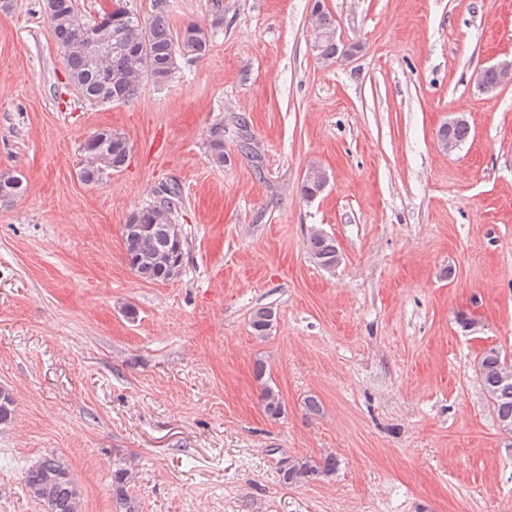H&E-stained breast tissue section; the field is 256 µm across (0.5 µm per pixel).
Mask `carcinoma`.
<instances>
[{"mask_svg":"<svg viewBox=\"0 0 512 512\" xmlns=\"http://www.w3.org/2000/svg\"><path fill=\"white\" fill-rule=\"evenodd\" d=\"M54 41L60 51L69 82L76 88L82 104L99 108L114 102H129L137 98L147 82L167 83L178 68V60L194 61L203 58L210 49L211 38L224 25V10L212 14L210 24L189 22L174 28L169 19L166 0H154L147 18L127 7L123 0H114L112 10L95 20L86 18L77 0H44ZM314 35L336 30V19L326 11L310 20ZM93 33L104 50L101 57L87 54L85 42ZM106 139L81 150L84 164L79 176L83 183L96 185L114 171L125 166V145L112 140L113 130L103 129ZM210 158L224 164V127L216 128L210 142ZM26 190L21 177L13 173L0 174V201L14 199ZM180 187L173 183L163 189L154 201L133 211L129 224H149L152 231L123 242L131 256L142 258L133 269L141 279L150 283L171 280L167 265L155 261L168 248L170 224L174 223V201L180 197ZM336 239L316 230L308 240L309 255L321 268L336 264ZM274 315L267 307L253 311L249 325L258 339L267 338L274 327ZM477 373L491 403L496 423L506 427L512 436V359L500 347H493L478 358ZM264 411L272 418L284 413L278 392L269 385L261 393ZM339 466L336 456L327 454L318 459L292 462L280 468L284 483L304 485L335 473ZM25 488L45 512H82V497L67 463L48 454L27 468L23 475ZM131 472L120 464L112 473V494L121 512H139V504L128 493Z\"/></svg>","mask_w":512,"mask_h":512,"instance_id":"carcinoma-1","label":"carcinoma"}]
</instances>
